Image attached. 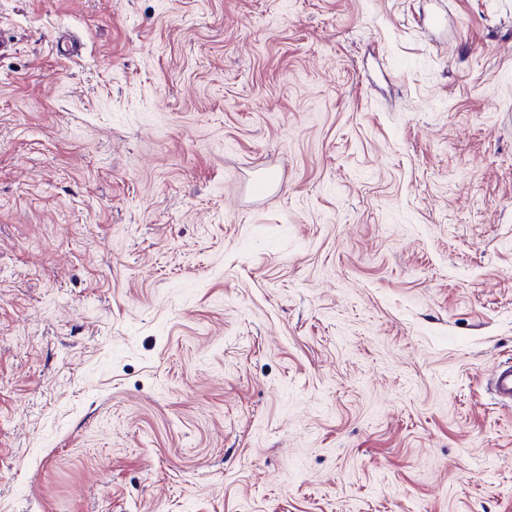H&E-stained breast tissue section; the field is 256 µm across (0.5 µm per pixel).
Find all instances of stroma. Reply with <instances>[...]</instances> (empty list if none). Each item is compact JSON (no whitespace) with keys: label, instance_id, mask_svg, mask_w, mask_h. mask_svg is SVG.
<instances>
[{"label":"stroma","instance_id":"1","mask_svg":"<svg viewBox=\"0 0 512 512\" xmlns=\"http://www.w3.org/2000/svg\"><path fill=\"white\" fill-rule=\"evenodd\" d=\"M0 36V512H512V0Z\"/></svg>","mask_w":512,"mask_h":512}]
</instances>
